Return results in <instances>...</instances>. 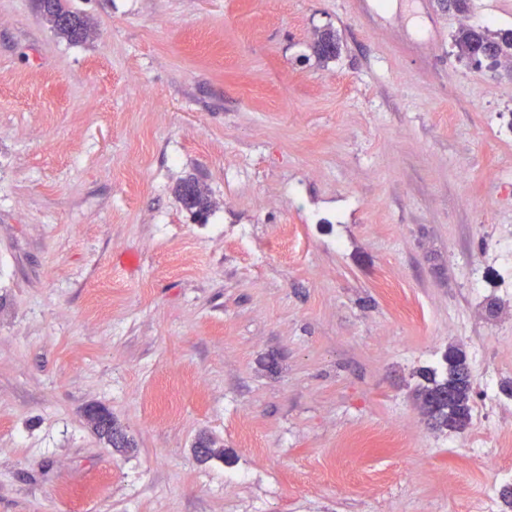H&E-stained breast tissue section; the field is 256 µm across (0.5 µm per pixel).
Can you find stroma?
Masks as SVG:
<instances>
[{"label": "stroma", "mask_w": 512, "mask_h": 512, "mask_svg": "<svg viewBox=\"0 0 512 512\" xmlns=\"http://www.w3.org/2000/svg\"><path fill=\"white\" fill-rule=\"evenodd\" d=\"M68 3L86 40L0 0V512H464L512 436V60L454 38L512 0ZM451 347L459 432L415 394ZM177 194L186 209L203 216L208 211V201L203 191L194 180L184 181L178 188Z\"/></svg>", "instance_id": "35a3bbf8"}]
</instances>
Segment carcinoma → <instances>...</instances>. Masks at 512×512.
Wrapping results in <instances>:
<instances>
[{"mask_svg":"<svg viewBox=\"0 0 512 512\" xmlns=\"http://www.w3.org/2000/svg\"><path fill=\"white\" fill-rule=\"evenodd\" d=\"M65 0H37V7L52 23L57 34L73 42L86 38L87 22L77 12L64 5ZM455 46L461 55L477 62L487 58L491 61L512 51V31L489 36L484 30L466 28L455 37ZM338 45L336 35L328 30L315 44V52L324 59L336 57ZM179 199L185 208L195 214H206L208 201L198 183L193 180L183 182L177 188ZM421 383L417 385V393L422 408L433 421V426L446 428L450 431L463 429L471 420L470 372L466 359L459 357L445 361L441 372L422 369L419 372ZM453 389L456 398L451 403L430 404L427 397Z\"/></svg>","mask_w":512,"mask_h":512,"instance_id":"cac0c4a2","label":"carcinoma"}]
</instances>
